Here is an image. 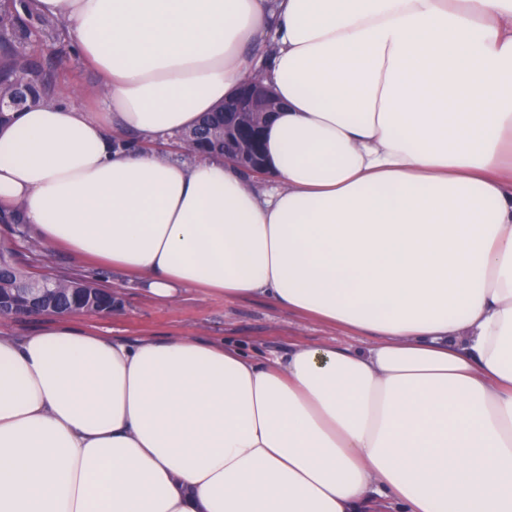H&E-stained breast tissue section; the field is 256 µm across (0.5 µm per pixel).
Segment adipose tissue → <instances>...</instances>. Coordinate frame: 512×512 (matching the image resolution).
Masks as SVG:
<instances>
[{
    "label": "adipose tissue",
    "mask_w": 512,
    "mask_h": 512,
    "mask_svg": "<svg viewBox=\"0 0 512 512\" xmlns=\"http://www.w3.org/2000/svg\"><path fill=\"white\" fill-rule=\"evenodd\" d=\"M30 6L107 95L0 128V210L369 343L0 335V512H512V0ZM255 76L270 182L156 150Z\"/></svg>",
    "instance_id": "1"
}]
</instances>
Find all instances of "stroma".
<instances>
[{
  "label": "stroma",
  "instance_id": "stroma-1",
  "mask_svg": "<svg viewBox=\"0 0 512 512\" xmlns=\"http://www.w3.org/2000/svg\"><path fill=\"white\" fill-rule=\"evenodd\" d=\"M36 56L49 64L58 84L61 104L95 105L102 98L96 71L73 49L68 38L52 40L41 31L31 38ZM11 248L26 252L42 273L89 272V265L62 248L33 245L31 240L10 239ZM103 285L120 299L118 308L106 316L84 314L81 326L102 336L129 341L155 333L190 334L240 344L257 359L287 354L299 344L330 341L347 343L341 329L323 327L303 316L287 313L262 298L227 300L200 290L184 291L178 299L161 301L145 293L140 282L124 272L104 269Z\"/></svg>",
  "mask_w": 512,
  "mask_h": 512
}]
</instances>
